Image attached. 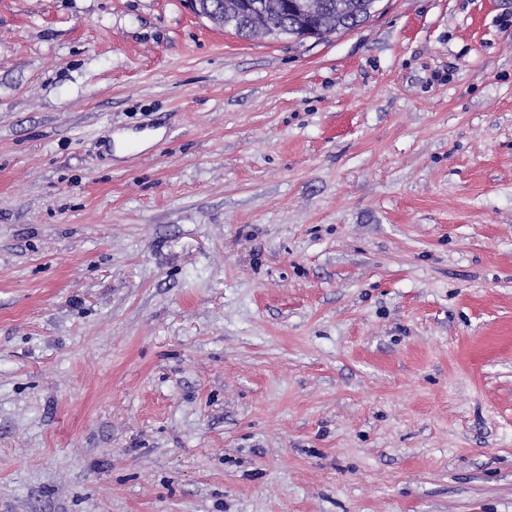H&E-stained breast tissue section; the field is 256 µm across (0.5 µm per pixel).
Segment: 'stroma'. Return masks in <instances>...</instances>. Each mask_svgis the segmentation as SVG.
<instances>
[{"label":"stroma","instance_id":"stroma-1","mask_svg":"<svg viewBox=\"0 0 512 512\" xmlns=\"http://www.w3.org/2000/svg\"><path fill=\"white\" fill-rule=\"evenodd\" d=\"M0 512H512V0H0ZM193 11L216 25L224 27V12H233L236 0H189ZM242 4L253 2L252 0H240ZM248 27L250 30H254L266 35L280 34L281 29L274 23L266 20L265 18V7L261 2H253L251 5V11L249 13ZM278 37L294 38L290 32H282Z\"/></svg>","mask_w":512,"mask_h":512}]
</instances>
